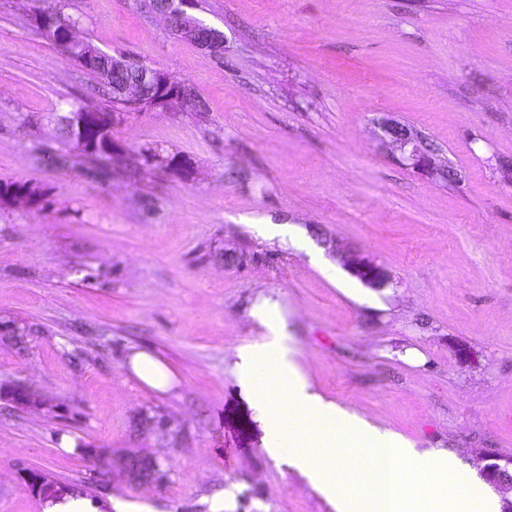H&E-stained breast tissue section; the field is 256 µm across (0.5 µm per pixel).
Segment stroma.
<instances>
[{
	"instance_id": "1",
	"label": "stroma",
	"mask_w": 512,
	"mask_h": 512,
	"mask_svg": "<svg viewBox=\"0 0 512 512\" xmlns=\"http://www.w3.org/2000/svg\"><path fill=\"white\" fill-rule=\"evenodd\" d=\"M33 8L0 0V182L36 194L0 201V387L47 406L0 400V512H47L29 468L98 512H335L266 455V414L235 369L268 335L266 302L324 400L448 449L471 476L484 449L512 457V0H188L223 34L219 55L146 0H65L87 41L193 87L113 129L122 150L188 159L189 179L47 164L57 116L110 96L30 25ZM384 118L456 181L401 163ZM335 241L389 283L364 286ZM231 252L248 264L226 265ZM137 352L166 388L134 373ZM101 452L152 456L165 476L131 486ZM3 398L19 406L41 409L46 403L41 395L30 386H16L3 392Z\"/></svg>"
}]
</instances>
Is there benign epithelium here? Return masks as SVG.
Segmentation results:
<instances>
[{
    "label": "benign epithelium",
    "instance_id": "7a95c632",
    "mask_svg": "<svg viewBox=\"0 0 512 512\" xmlns=\"http://www.w3.org/2000/svg\"><path fill=\"white\" fill-rule=\"evenodd\" d=\"M153 12L161 15L172 29L180 30L189 40L197 45L214 50L222 46V39L212 36L211 28L199 23L184 11L183 0H149ZM30 24L45 33L59 46L66 50L81 45L78 36V24L59 23L51 13L34 11L30 15ZM134 69L138 73L136 80L117 85V99L121 100L123 111L111 114L101 112H70V124L74 132L83 133L87 128L105 131L114 124L137 112L169 109L173 104L186 98L183 88L173 83L168 75L157 68L131 60L127 57H112V70ZM384 139L396 148L404 161L414 169L421 170L433 178L448 176V170L433 165L434 148L418 133L391 119L380 123ZM348 272L370 288H382L389 281V275L377 261L358 251L341 253ZM3 398L26 408L41 409L45 401L30 386H16L3 393ZM101 465L122 470L128 482L138 486L155 481V475L147 476L131 470L129 459H114L106 455L100 458ZM480 477L502 492V512H512V458L505 459L492 450L484 451L475 461ZM34 471L28 472V486L41 498L56 497L64 494L66 486L46 477H33Z\"/></svg>",
    "mask_w": 512,
    "mask_h": 512
}]
</instances>
